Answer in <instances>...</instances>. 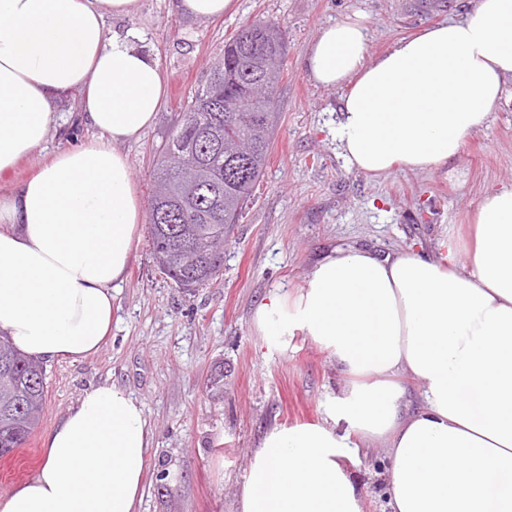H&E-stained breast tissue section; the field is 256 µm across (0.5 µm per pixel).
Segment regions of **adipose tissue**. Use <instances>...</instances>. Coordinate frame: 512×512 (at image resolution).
<instances>
[{
	"instance_id": "1",
	"label": "adipose tissue",
	"mask_w": 512,
	"mask_h": 512,
	"mask_svg": "<svg viewBox=\"0 0 512 512\" xmlns=\"http://www.w3.org/2000/svg\"><path fill=\"white\" fill-rule=\"evenodd\" d=\"M138 5L0 0V176L59 130L56 104L73 90L79 124L97 133L0 194V333L39 359L78 362L101 348L139 239L142 204L119 146L155 121L165 76L133 34L105 33L107 16ZM367 37L354 12L304 52L313 83L344 88L331 134L348 168L367 174L439 170L512 80V0H478L370 64ZM254 320L276 343L300 333L330 350L348 385L327 423L266 434L238 512H361L342 461L364 443L391 460V512H512V188L486 191L467 239L449 231L439 254L330 251ZM152 438L124 387L94 386L0 512H136Z\"/></svg>"
}]
</instances>
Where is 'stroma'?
<instances>
[{"instance_id":"1","label":"stroma","mask_w":512,"mask_h":512,"mask_svg":"<svg viewBox=\"0 0 512 512\" xmlns=\"http://www.w3.org/2000/svg\"><path fill=\"white\" fill-rule=\"evenodd\" d=\"M476 0H234L224 16L171 11L169 0H140L132 29L155 53L167 93L153 125L121 150L136 192L149 203L153 152L206 76L208 61L245 25L276 21L288 31L286 70L276 95L281 121L269 162L224 246L216 283L188 294L154 265L149 224L113 300L112 335L80 362H46L42 421L14 453L0 458V496L40 468L45 435L93 386L112 382L142 405L153 432L138 512H236V496L265 434L278 426L324 423L348 378L331 353L297 335L268 343L254 321L274 288L303 287L329 251L359 246L386 254L436 253L452 224L469 223L485 189L512 187V81L497 112L465 138L459 154L434 172L399 167L373 175L348 169L329 136L344 93L314 84L303 53L319 29L345 13L368 16L367 61L394 41L470 13ZM224 389L211 387L215 371ZM378 448L344 460L362 512H390Z\"/></svg>"}]
</instances>
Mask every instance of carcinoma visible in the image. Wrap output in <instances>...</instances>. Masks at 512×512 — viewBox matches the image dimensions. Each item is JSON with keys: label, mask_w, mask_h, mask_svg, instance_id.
<instances>
[{"label": "carcinoma", "mask_w": 512, "mask_h": 512, "mask_svg": "<svg viewBox=\"0 0 512 512\" xmlns=\"http://www.w3.org/2000/svg\"><path fill=\"white\" fill-rule=\"evenodd\" d=\"M287 48L274 23L241 29L224 43L175 129L154 151L152 249L160 271L180 289L214 284L224 266V248L215 241L237 223L265 169ZM44 401L43 363L0 336V456L27 442Z\"/></svg>", "instance_id": "obj_1"}]
</instances>
